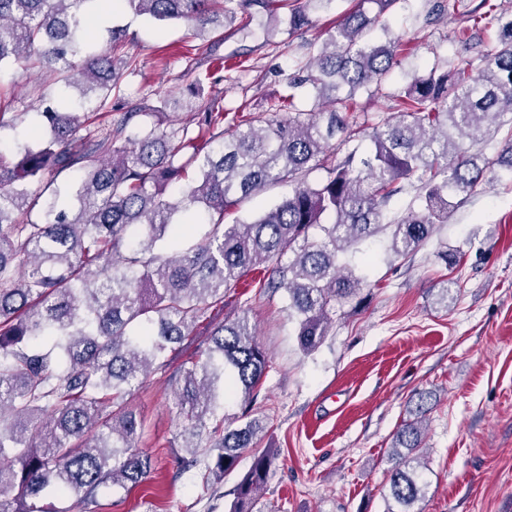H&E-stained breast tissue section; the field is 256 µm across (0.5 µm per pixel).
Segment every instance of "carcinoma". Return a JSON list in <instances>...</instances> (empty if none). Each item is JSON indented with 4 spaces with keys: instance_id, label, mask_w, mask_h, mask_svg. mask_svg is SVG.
Listing matches in <instances>:
<instances>
[{
    "instance_id": "obj_1",
    "label": "carcinoma",
    "mask_w": 512,
    "mask_h": 512,
    "mask_svg": "<svg viewBox=\"0 0 512 512\" xmlns=\"http://www.w3.org/2000/svg\"><path fill=\"white\" fill-rule=\"evenodd\" d=\"M97 0H0V68L21 64L62 75L80 98L53 97L34 136L41 147L0 153V512H42L28 498L73 493L92 505L99 487L141 483L151 458L136 447L142 421L126 397L151 367L171 356L208 311L249 272H271L264 287L283 290L299 348L327 336L329 310L354 297L362 279L345 256L392 228L388 250L408 256L448 220L453 198L475 191L485 173L512 172V133L494 154L486 147L512 130V13L491 0L463 11L473 25L498 28L499 44L483 65L457 55L433 64L391 94L397 115L372 125L370 148H348L368 122L349 120L362 93L373 94L396 64L398 42L379 44L396 0H355L306 64L288 79L275 117L224 126L212 101L198 133L164 129L154 112L112 117V86L135 60L116 55L123 29L109 30L106 50L86 43ZM159 25L192 24L216 32L238 13L265 32L299 31L335 0H124ZM98 95L104 124L78 135L84 99ZM140 118L133 137H123ZM80 172L72 194L47 205L45 220L20 219L30 187L47 174ZM322 169L320 180L310 175ZM195 178H189V173ZM185 185L177 194L169 185ZM292 191L249 220L224 214L273 184ZM416 183L404 213L389 218L403 183ZM201 238L186 237L192 220ZM270 368L248 311L224 319L195 356L176 369L177 434L184 467L221 483L244 455L251 463L228 512H253L276 459L258 448L257 418L245 409L218 416L226 393L250 405ZM404 423L390 448L389 495L418 512L423 496L422 417Z\"/></svg>"
}]
</instances>
